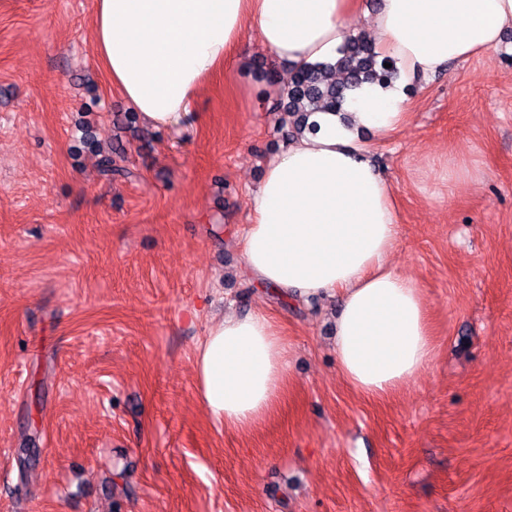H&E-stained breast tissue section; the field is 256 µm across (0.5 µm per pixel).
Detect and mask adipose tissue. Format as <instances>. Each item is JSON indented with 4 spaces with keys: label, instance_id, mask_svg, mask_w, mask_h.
I'll list each match as a JSON object with an SVG mask.
<instances>
[{
    "label": "adipose tissue",
    "instance_id": "adipose-tissue-1",
    "mask_svg": "<svg viewBox=\"0 0 512 512\" xmlns=\"http://www.w3.org/2000/svg\"><path fill=\"white\" fill-rule=\"evenodd\" d=\"M360 0H94L96 57L112 87L158 128L189 116L206 78L257 28L273 64L335 62ZM365 30L397 79L348 100L347 120L313 119L267 162L252 197L243 256L253 281L283 299L338 298L334 355L360 394L387 395L434 359L425 298L389 263L399 224L389 182L358 133L407 123L416 77L498 48L512 34V0H378ZM288 350L271 319L229 314L196 350L200 400L225 427L246 430L275 407Z\"/></svg>",
    "mask_w": 512,
    "mask_h": 512
}]
</instances>
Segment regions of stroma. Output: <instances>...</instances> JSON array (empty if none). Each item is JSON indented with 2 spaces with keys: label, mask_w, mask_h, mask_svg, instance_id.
Returning a JSON list of instances; mask_svg holds the SVG:
<instances>
[{
  "label": "stroma",
  "mask_w": 512,
  "mask_h": 512,
  "mask_svg": "<svg viewBox=\"0 0 512 512\" xmlns=\"http://www.w3.org/2000/svg\"><path fill=\"white\" fill-rule=\"evenodd\" d=\"M93 3L0 0V512H512V48L417 78L370 146L436 356L368 398L336 368V300L278 298L243 259L288 68L256 79L249 29L192 123L130 121ZM119 147L130 177L101 178L95 149ZM228 312L288 344L247 431L197 394Z\"/></svg>",
  "instance_id": "1"
}]
</instances>
